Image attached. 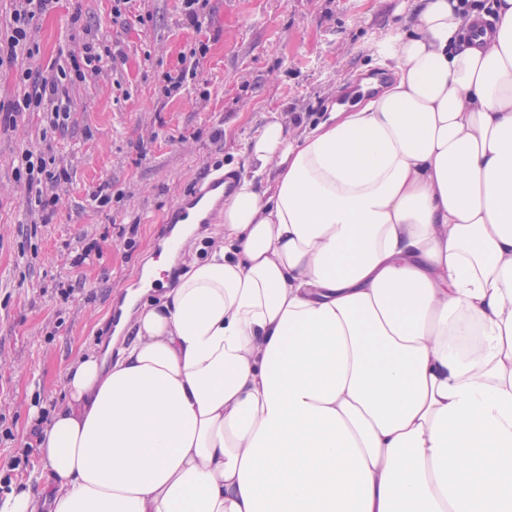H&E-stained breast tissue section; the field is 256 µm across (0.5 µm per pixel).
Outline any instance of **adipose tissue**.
Instances as JSON below:
<instances>
[{
    "mask_svg": "<svg viewBox=\"0 0 512 512\" xmlns=\"http://www.w3.org/2000/svg\"><path fill=\"white\" fill-rule=\"evenodd\" d=\"M403 0L393 79L245 148L0 512H512V0Z\"/></svg>",
    "mask_w": 512,
    "mask_h": 512,
    "instance_id": "obj_1",
    "label": "adipose tissue"
}]
</instances>
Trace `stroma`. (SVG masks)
I'll list each match as a JSON object with an SVG mask.
<instances>
[{
    "label": "stroma",
    "mask_w": 512,
    "mask_h": 512,
    "mask_svg": "<svg viewBox=\"0 0 512 512\" xmlns=\"http://www.w3.org/2000/svg\"><path fill=\"white\" fill-rule=\"evenodd\" d=\"M399 0H210L200 31L181 0H52L35 22L34 59L0 66V104L21 98L22 69L72 68L85 36L122 56L70 86L64 130L27 112L0 127V479L30 446L32 410L66 398L65 370L109 343L128 289L157 259L176 201L215 170H245L243 149L265 117L314 124L371 93L386 70L378 51ZM188 70L163 95L165 74ZM67 166L52 214L28 201L14 173L23 149ZM104 191L107 204L93 195ZM89 260L74 265L86 244Z\"/></svg>",
    "instance_id": "35a3bbf8"
}]
</instances>
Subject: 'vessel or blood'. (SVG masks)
<instances>
[{
    "label": "vessel or blood",
    "mask_w": 512,
    "mask_h": 512,
    "mask_svg": "<svg viewBox=\"0 0 512 512\" xmlns=\"http://www.w3.org/2000/svg\"><path fill=\"white\" fill-rule=\"evenodd\" d=\"M228 191L223 176L218 175L196 184L177 200L170 219L172 227L167 236L168 249H177L182 238L180 225L208 223L213 210L223 205L224 195Z\"/></svg>",
    "instance_id": "obj_1"
}]
</instances>
